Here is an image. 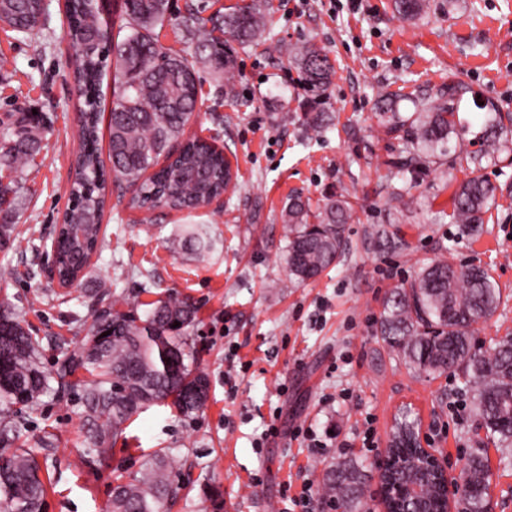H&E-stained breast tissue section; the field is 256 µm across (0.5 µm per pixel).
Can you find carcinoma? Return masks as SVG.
<instances>
[{"instance_id": "carcinoma-1", "label": "carcinoma", "mask_w": 512, "mask_h": 512, "mask_svg": "<svg viewBox=\"0 0 512 512\" xmlns=\"http://www.w3.org/2000/svg\"><path fill=\"white\" fill-rule=\"evenodd\" d=\"M266 0H249L229 13L201 17L204 7L174 9L173 0H123L128 30L121 39L99 11L96 0H65L68 35L77 50L74 81L78 90V132L81 150L69 187V211L63 217L57 241L58 272L70 281L85 270L83 258L98 241V224L105 206L106 169L99 141L103 115L100 91L107 71L115 88L107 120L108 160L112 181L131 192L140 207L164 206L193 210L226 192L224 152L204 140L187 137L197 110L199 87L196 64L208 67L216 78L232 73L231 43H252L265 27ZM40 18L35 0H0V25L15 33L35 30ZM166 24L184 28L187 48L167 51L158 45L155 31ZM294 62L304 72L310 90L324 93L331 82L325 52L314 44L297 48ZM465 87L456 80L426 102V111L402 120L395 102L380 106L383 124L402 135L403 155L397 173L414 174L446 154L460 123L459 106ZM481 132L486 155L507 148L512 117L491 107ZM40 118L20 112L10 115L0 134V248L19 243L10 223L21 208L22 196L13 173L40 149ZM476 166L454 193L452 217L458 224L478 226L494 201L497 188L479 174L482 157L468 156ZM352 203L336 198L311 215L309 200L288 198L287 265L290 276L305 282L335 264L344 250V224ZM318 223H309L310 217ZM174 249L196 258L212 248L208 230L184 224L172 239ZM112 292H98L101 309L94 310L88 335L68 343L65 359L52 372L41 361L40 343L13 312L0 308V512H42L46 485L38 451H6L15 437L10 418L36 407L43 397L71 387L79 369L81 403L88 426L89 447L83 460H104L110 442L142 409L166 405L185 417L202 409L209 376L185 363V333L198 308L187 296L167 294L150 303L144 316L114 309ZM501 304V292L489 271L481 266L457 267L445 260L421 269L408 284L392 289L384 303L380 333L398 349L416 371L434 376L459 373L470 391L481 428L504 448L512 446V336L484 346L474 336L476 325ZM180 325H175V322ZM110 335L103 336V333ZM414 423L405 415L396 419L390 448L397 476L413 467L416 449L405 442L402 430ZM171 457L157 453L128 481L115 485L109 512H163L165 502L177 498ZM489 472L477 455L467 464L463 486L464 512H487ZM365 471L348 457L330 463L322 479L321 495L342 512H369L365 500Z\"/></svg>"}]
</instances>
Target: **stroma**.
Returning a JSON list of instances; mask_svg holds the SVG:
<instances>
[{
	"label": "stroma",
	"instance_id": "35a3bbf8",
	"mask_svg": "<svg viewBox=\"0 0 512 512\" xmlns=\"http://www.w3.org/2000/svg\"><path fill=\"white\" fill-rule=\"evenodd\" d=\"M424 13L401 18L392 0H271L259 42L236 46L233 98L200 68L201 103L187 132L226 151L236 189L190 212L130 208L110 198L104 238L88 276L61 288L49 274V233L68 203L80 148L75 49L63 0H48L47 28L25 35L0 30V120L12 112L42 117V149L16 178L25 205L20 246L0 249L12 269L8 301L43 345L55 369L58 342L85 336L89 294L107 282L120 308L144 310L168 293L193 298L199 312L189 351L206 370L205 407L183 417L154 406L112 444L106 462L80 460L87 445L76 390L43 398L17 424L15 447L39 449L54 485L42 512H107L116 477L139 471L157 450L175 461L180 488L169 512H206L215 488L222 512H293L284 488L320 486L334 459H358L368 475L367 502L378 490L377 466L403 408L419 417L429 444L462 481L471 456L490 473V512H512V448L479 429L462 378H429L410 368L379 331L387 292L438 259L488 268L503 302L477 326L483 344L512 335V153L484 159L479 139L485 103L512 113V0H424ZM324 48L333 66L321 103L304 84L290 48ZM467 86L450 155L405 189L389 164L403 142L380 124L383 95L399 97L407 117L449 77ZM327 120L312 127L314 112ZM482 156L497 198L473 232L452 218L453 192L469 172L456 152ZM403 192V201L393 198ZM312 206L343 196L353 205L340 261L318 278L294 281L286 264L283 210L293 194ZM184 224L207 225L214 251L197 260L172 249ZM330 435L317 453L297 426ZM277 435H269L270 427ZM375 445L365 447V430Z\"/></svg>",
	"mask_w": 512,
	"mask_h": 512
}]
</instances>
